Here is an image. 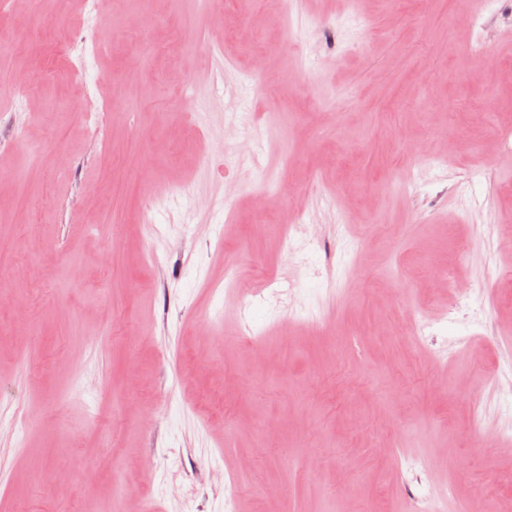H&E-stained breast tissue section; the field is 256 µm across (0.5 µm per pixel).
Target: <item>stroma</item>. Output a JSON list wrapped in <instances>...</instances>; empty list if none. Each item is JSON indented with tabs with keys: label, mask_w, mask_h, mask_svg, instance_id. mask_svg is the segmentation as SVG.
Listing matches in <instances>:
<instances>
[{
	"label": "stroma",
	"mask_w": 512,
	"mask_h": 512,
	"mask_svg": "<svg viewBox=\"0 0 512 512\" xmlns=\"http://www.w3.org/2000/svg\"><path fill=\"white\" fill-rule=\"evenodd\" d=\"M460 6L142 0L136 33L124 0L0 12L19 45L0 78L25 91L0 99V293L25 310L0 308V512H409L376 452L394 435L437 489L512 506L486 484L512 443L484 441L512 428V282H492L512 268V35L489 16L470 55ZM89 78L122 87L103 140ZM298 215L321 244L287 254ZM419 257L474 287L466 307ZM421 317L426 339L394 336Z\"/></svg>",
	"instance_id": "35a3bbf8"
}]
</instances>
